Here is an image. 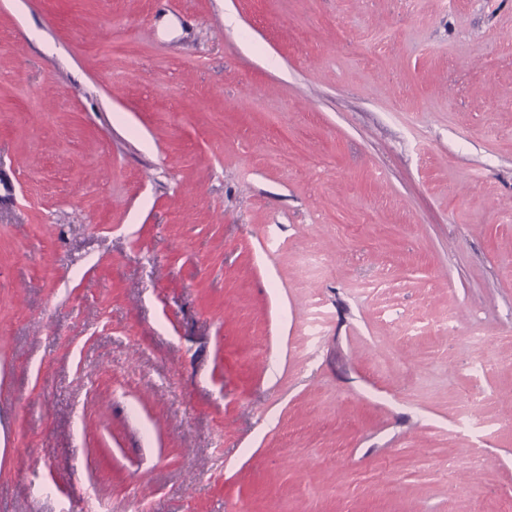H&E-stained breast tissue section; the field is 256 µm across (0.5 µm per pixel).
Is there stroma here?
<instances>
[{
    "mask_svg": "<svg viewBox=\"0 0 512 512\" xmlns=\"http://www.w3.org/2000/svg\"><path fill=\"white\" fill-rule=\"evenodd\" d=\"M94 501L512 512V0H0V512Z\"/></svg>",
    "mask_w": 512,
    "mask_h": 512,
    "instance_id": "stroma-1",
    "label": "stroma"
}]
</instances>
